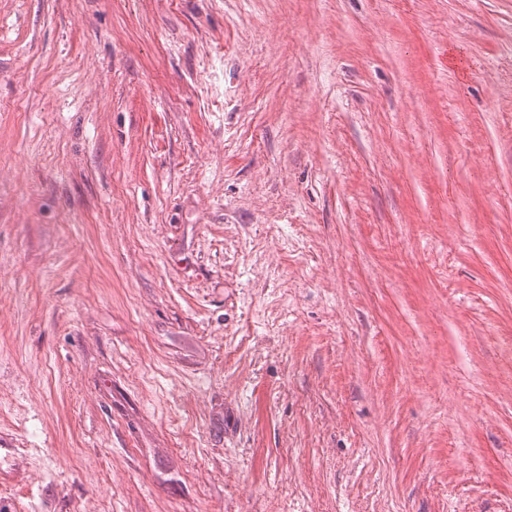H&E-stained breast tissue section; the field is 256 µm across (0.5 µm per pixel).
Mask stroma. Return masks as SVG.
Returning a JSON list of instances; mask_svg holds the SVG:
<instances>
[{"label": "stroma", "instance_id": "35a3bbf8", "mask_svg": "<svg viewBox=\"0 0 512 512\" xmlns=\"http://www.w3.org/2000/svg\"><path fill=\"white\" fill-rule=\"evenodd\" d=\"M0 512H512V0H0Z\"/></svg>", "mask_w": 512, "mask_h": 512}]
</instances>
